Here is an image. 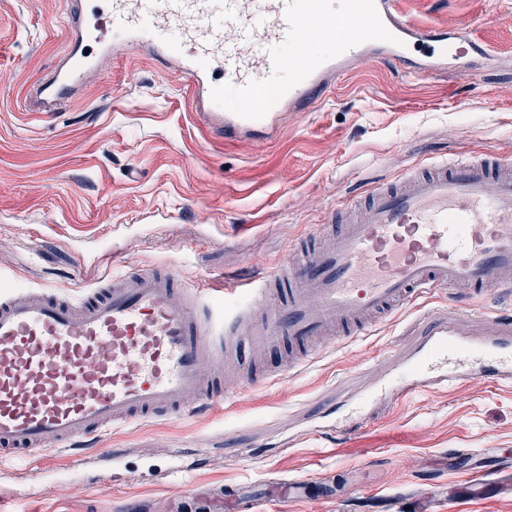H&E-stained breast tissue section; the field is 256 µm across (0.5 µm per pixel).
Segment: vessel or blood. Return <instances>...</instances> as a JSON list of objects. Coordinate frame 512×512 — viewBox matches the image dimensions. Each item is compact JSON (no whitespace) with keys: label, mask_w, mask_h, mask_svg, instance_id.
Here are the masks:
<instances>
[{"label":"vessel or blood","mask_w":512,"mask_h":512,"mask_svg":"<svg viewBox=\"0 0 512 512\" xmlns=\"http://www.w3.org/2000/svg\"><path fill=\"white\" fill-rule=\"evenodd\" d=\"M484 19L417 29L395 0H112L75 21L59 66L36 82L32 104L51 111L93 59L83 42L121 44L179 60L195 109L231 143L274 138L284 110L304 109L330 79L380 59L427 77L471 73ZM335 233L315 225L292 249L302 261L224 281V299L173 268H141L67 297L0 291V461L40 459L115 426L211 409L224 387L202 370L225 340L315 358L319 338L347 342L377 320L443 290L474 305L512 288V159L476 155L410 166L397 182L338 209ZM463 312L430 321L416 351L396 357L374 397L405 402L430 384L480 377L512 382V319L465 333ZM312 479L234 489L233 512H262L277 495L307 500Z\"/></svg>","instance_id":"1"}]
</instances>
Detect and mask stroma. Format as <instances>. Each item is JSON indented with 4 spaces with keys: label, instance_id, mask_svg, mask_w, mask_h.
Returning <instances> with one entry per match:
<instances>
[{
    "label": "stroma",
    "instance_id": "stroma-1",
    "mask_svg": "<svg viewBox=\"0 0 512 512\" xmlns=\"http://www.w3.org/2000/svg\"><path fill=\"white\" fill-rule=\"evenodd\" d=\"M418 25L490 16L475 76L418 79L372 62L335 79L278 142L227 144L192 112L187 79L142 55L99 54L79 90L52 112L24 91L48 77L66 43L67 0H0V275L74 297L107 273L173 267L188 284L255 274L283 261L307 228L412 164L472 154L512 156V0H401ZM86 258L75 278L76 254ZM447 293L327 348L272 385L224 378L231 399L211 412L143 420L99 433L117 459L0 468L7 512H231L219 487L312 478L341 496H280L265 512H512V383L476 378L379 403L355 447L342 446L348 403L411 355L423 313ZM456 452L461 471L448 467ZM173 464L183 471L166 476ZM497 471L495 491L466 473Z\"/></svg>",
    "mask_w": 512,
    "mask_h": 512
}]
</instances>
